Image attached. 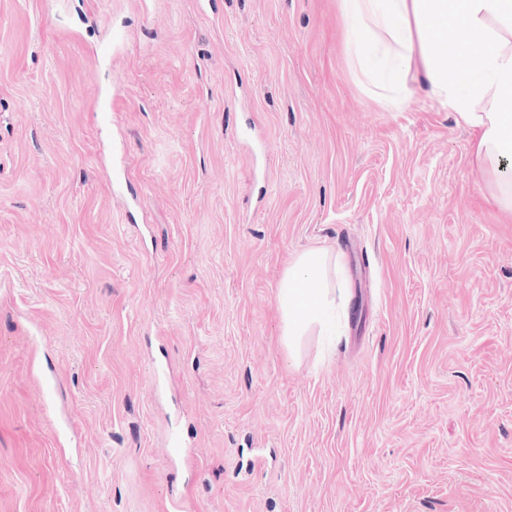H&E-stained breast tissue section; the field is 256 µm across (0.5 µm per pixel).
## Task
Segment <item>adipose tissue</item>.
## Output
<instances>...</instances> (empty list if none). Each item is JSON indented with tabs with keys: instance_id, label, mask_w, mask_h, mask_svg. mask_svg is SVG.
<instances>
[{
	"instance_id": "1",
	"label": "adipose tissue",
	"mask_w": 512,
	"mask_h": 512,
	"mask_svg": "<svg viewBox=\"0 0 512 512\" xmlns=\"http://www.w3.org/2000/svg\"><path fill=\"white\" fill-rule=\"evenodd\" d=\"M345 49L362 86L389 111L411 101L421 78L475 138L479 166L494 175L487 202L512 214V0H336ZM347 288L334 254H300L276 294L289 355L309 333L336 328Z\"/></svg>"
}]
</instances>
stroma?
<instances>
[{
    "instance_id": "35a3bbf8",
    "label": "stroma",
    "mask_w": 512,
    "mask_h": 512,
    "mask_svg": "<svg viewBox=\"0 0 512 512\" xmlns=\"http://www.w3.org/2000/svg\"><path fill=\"white\" fill-rule=\"evenodd\" d=\"M412 90L336 0H0V512H512V215ZM312 248L350 299L294 360ZM347 290L336 255L315 249L295 259L276 294L282 344L289 357L297 354L302 338L309 333L328 336L335 332L337 299H346Z\"/></svg>"
}]
</instances>
